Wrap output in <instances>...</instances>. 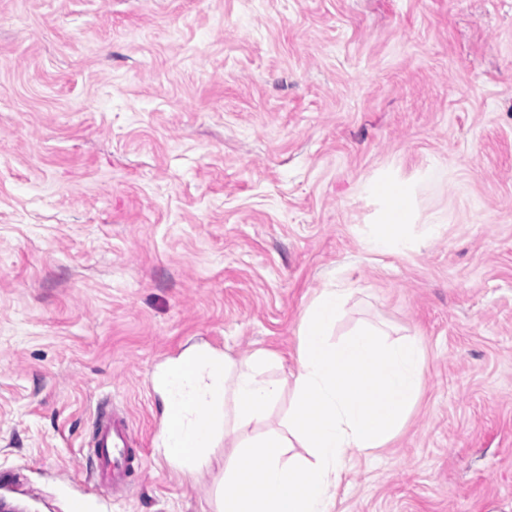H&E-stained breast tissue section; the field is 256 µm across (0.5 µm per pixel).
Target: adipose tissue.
Here are the masks:
<instances>
[{"label": "adipose tissue", "instance_id": "obj_1", "mask_svg": "<svg viewBox=\"0 0 512 512\" xmlns=\"http://www.w3.org/2000/svg\"><path fill=\"white\" fill-rule=\"evenodd\" d=\"M367 190L382 203L378 221L366 225L360 233V240L369 251L379 254L403 253L413 249L422 236L439 233L441 224L437 221L421 229L416 227L411 185L384 175L369 183Z\"/></svg>", "mask_w": 512, "mask_h": 512}]
</instances>
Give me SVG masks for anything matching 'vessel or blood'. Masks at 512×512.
<instances>
[{"mask_svg":"<svg viewBox=\"0 0 512 512\" xmlns=\"http://www.w3.org/2000/svg\"><path fill=\"white\" fill-rule=\"evenodd\" d=\"M88 454L96 464L98 497L112 500L128 486L136 467L142 463L143 455V448L136 441L121 409L115 407L96 413Z\"/></svg>","mask_w":512,"mask_h":512,"instance_id":"obj_1","label":"vessel or blood"}]
</instances>
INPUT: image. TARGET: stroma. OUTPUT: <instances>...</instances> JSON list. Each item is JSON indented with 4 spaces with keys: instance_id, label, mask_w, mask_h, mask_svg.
I'll return each mask as SVG.
<instances>
[{
    "instance_id": "obj_1",
    "label": "stroma",
    "mask_w": 512,
    "mask_h": 512,
    "mask_svg": "<svg viewBox=\"0 0 512 512\" xmlns=\"http://www.w3.org/2000/svg\"><path fill=\"white\" fill-rule=\"evenodd\" d=\"M440 179H423L430 166ZM389 172L434 239L363 248ZM423 340L400 433L334 512H512V0H0V493L27 512H216L165 459L155 376L190 345L293 393L297 327ZM146 445L125 497L81 448L99 400Z\"/></svg>"
}]
</instances>
